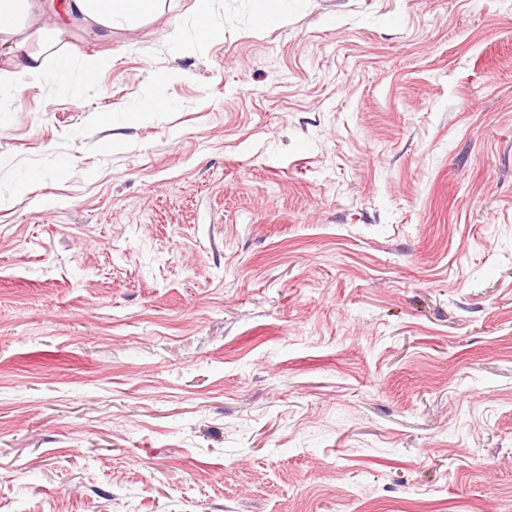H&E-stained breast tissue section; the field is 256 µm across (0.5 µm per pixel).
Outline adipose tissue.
Segmentation results:
<instances>
[{
    "mask_svg": "<svg viewBox=\"0 0 512 512\" xmlns=\"http://www.w3.org/2000/svg\"><path fill=\"white\" fill-rule=\"evenodd\" d=\"M167 0H0V95L33 78L61 87L70 63L57 58L73 28L111 33L150 22Z\"/></svg>",
    "mask_w": 512,
    "mask_h": 512,
    "instance_id": "1",
    "label": "adipose tissue"
}]
</instances>
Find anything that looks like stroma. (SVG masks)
I'll return each mask as SVG.
<instances>
[{
	"instance_id": "stroma-1",
	"label": "stroma",
	"mask_w": 512,
	"mask_h": 512,
	"mask_svg": "<svg viewBox=\"0 0 512 512\" xmlns=\"http://www.w3.org/2000/svg\"><path fill=\"white\" fill-rule=\"evenodd\" d=\"M196 2L0 107V512H512V6ZM205 24V25H203ZM203 25V26H202ZM202 26V27H201ZM216 30V26L213 23L211 12L208 9H205L201 19L197 23L194 36H189L180 26H174L168 33L165 35V39L172 42H180L188 37L192 40L198 42H205L211 39L213 32Z\"/></svg>"
}]
</instances>
